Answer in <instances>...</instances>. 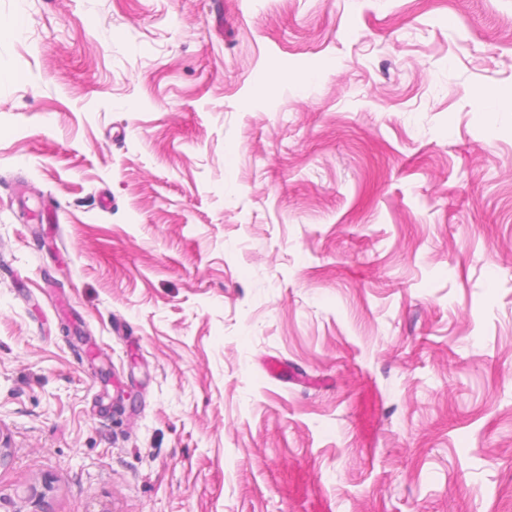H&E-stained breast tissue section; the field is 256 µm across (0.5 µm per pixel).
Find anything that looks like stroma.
<instances>
[{"mask_svg":"<svg viewBox=\"0 0 512 512\" xmlns=\"http://www.w3.org/2000/svg\"><path fill=\"white\" fill-rule=\"evenodd\" d=\"M477 87L512 93V0H0V493L512 512Z\"/></svg>","mask_w":512,"mask_h":512,"instance_id":"35a3bbf8","label":"stroma"}]
</instances>
